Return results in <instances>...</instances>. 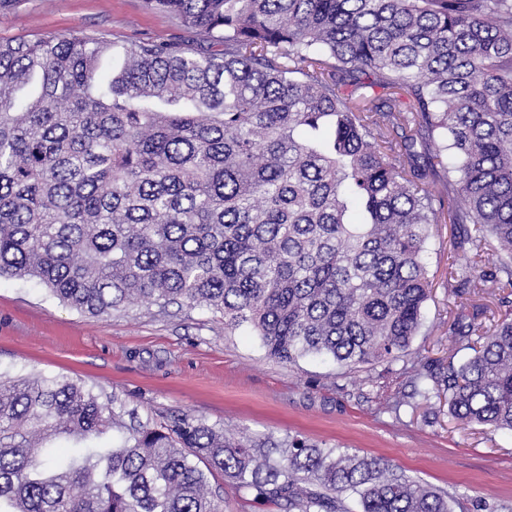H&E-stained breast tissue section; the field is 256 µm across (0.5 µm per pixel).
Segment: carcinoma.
Returning a JSON list of instances; mask_svg holds the SVG:
<instances>
[{"label": "carcinoma", "mask_w": 512, "mask_h": 512, "mask_svg": "<svg viewBox=\"0 0 512 512\" xmlns=\"http://www.w3.org/2000/svg\"><path fill=\"white\" fill-rule=\"evenodd\" d=\"M148 3L196 46L0 40V277L94 317L220 312L282 363L347 368L413 355L434 224L470 245L448 278L512 288V0ZM499 307L470 305L449 336L473 355L416 374L414 395L512 431ZM110 428L119 443L92 444ZM217 476L287 512H451L347 448L142 421L63 375L0 376V512H223Z\"/></svg>", "instance_id": "obj_1"}]
</instances>
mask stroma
<instances>
[{
    "instance_id": "35a3bbf8",
    "label": "stroma",
    "mask_w": 512,
    "mask_h": 512,
    "mask_svg": "<svg viewBox=\"0 0 512 512\" xmlns=\"http://www.w3.org/2000/svg\"><path fill=\"white\" fill-rule=\"evenodd\" d=\"M76 32L121 41L194 38L144 0H16L0 13L2 39ZM459 235L453 225L435 224L426 243L431 288L412 348L437 373L470 355H448V328L462 313L448 268L470 256ZM0 373L63 374L157 421L182 413L240 434L290 432L353 448L448 492L464 512L480 503L512 510V431L456 422L442 397L415 405L413 372L401 362L353 370L318 358L288 365L206 310L139 304L92 317L40 285L1 277Z\"/></svg>"
}]
</instances>
